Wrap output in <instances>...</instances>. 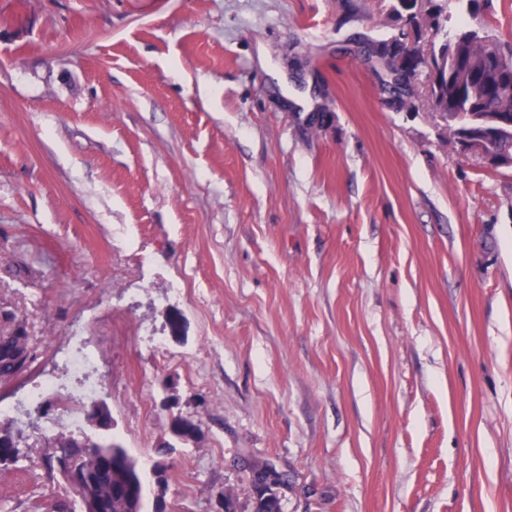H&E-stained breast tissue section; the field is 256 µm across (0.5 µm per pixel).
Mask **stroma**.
Instances as JSON below:
<instances>
[{"label":"stroma","mask_w":512,"mask_h":512,"mask_svg":"<svg viewBox=\"0 0 512 512\" xmlns=\"http://www.w3.org/2000/svg\"><path fill=\"white\" fill-rule=\"evenodd\" d=\"M387 0H0V379L64 400L75 337L169 512H512V170L395 111L360 43ZM328 113L324 127L296 105ZM59 390L26 396L43 379ZM0 512L66 497L27 436ZM36 355L29 345L26 329L17 326L6 336H0V377L8 378L32 363Z\"/></svg>","instance_id":"obj_1"}]
</instances>
